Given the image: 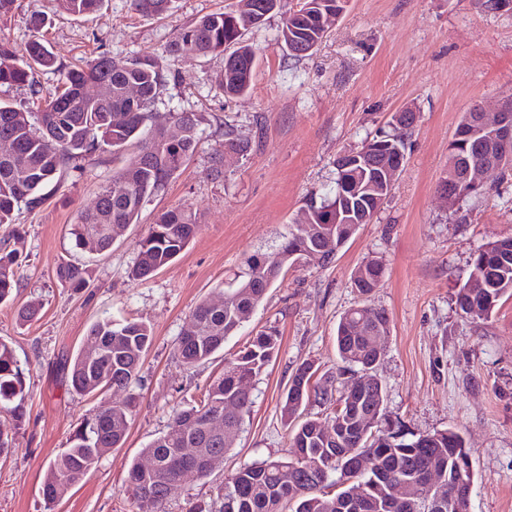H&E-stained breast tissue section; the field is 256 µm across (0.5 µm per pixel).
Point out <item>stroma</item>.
I'll use <instances>...</instances> for the list:
<instances>
[{
  "label": "stroma",
  "instance_id": "1",
  "mask_svg": "<svg viewBox=\"0 0 512 512\" xmlns=\"http://www.w3.org/2000/svg\"><path fill=\"white\" fill-rule=\"evenodd\" d=\"M228 2L172 0L170 11L157 18L136 13L129 0H104L98 12L83 17L62 11L56 0H15L12 12L0 16V44L20 52L37 36L66 66L103 54L153 59L169 73L154 111L202 117L196 153L146 199L136 223L118 234L106 255L79 249L70 230L111 184V155L65 168L41 207L15 209L12 224L20 234L10 245L22 268L13 301L0 304V337L25 372L28 401L12 448L0 456V512H129L131 460L221 373L225 359L250 336L274 327L280 350L254 382V404L230 451L208 477L188 476L165 512H189L210 501L240 468L284 455L283 395L301 363L343 382L336 324L363 304L384 309L389 318L377 375L390 417L417 434L459 432L472 450L470 512H512V297L478 322L463 317L455 303L476 251L512 235V175L489 177L480 196L451 208L437 196L464 112L512 97V13H486L475 0H349L313 55L300 60L278 38V13L247 34L257 53L252 88L228 98L218 89L223 55L176 62L166 52L182 29ZM34 14L45 18L41 30L29 23ZM34 80L31 89L0 87V101L38 111L40 96L55 90L59 74L41 69ZM406 108L416 120L405 164L374 220L359 225L331 265L288 269L223 351L194 368L183 366L174 348L197 305L219 301L243 256L271 245L310 199L326 193L339 153L388 128L392 114ZM228 121L252 138L254 150L246 159L227 160L217 179L211 154ZM173 207L196 213L198 233L156 274L133 278L139 240ZM64 258L88 265V288L76 291L57 280ZM372 258L382 260L385 274L364 297L350 277ZM31 302L40 304V314L19 326L17 313ZM105 317L142 321L153 331L133 388V420L124 446L102 456L48 505L41 495L48 463L102 401L68 391L59 359L77 353L91 324Z\"/></svg>",
  "mask_w": 512,
  "mask_h": 512
}]
</instances>
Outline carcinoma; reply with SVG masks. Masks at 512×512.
<instances>
[{"instance_id": "1", "label": "carcinoma", "mask_w": 512, "mask_h": 512, "mask_svg": "<svg viewBox=\"0 0 512 512\" xmlns=\"http://www.w3.org/2000/svg\"><path fill=\"white\" fill-rule=\"evenodd\" d=\"M341 0H298L284 9V0H237L235 8L212 12L184 28L168 47L177 61L223 53L224 72L219 90L227 97L247 93L257 64L255 49L244 40L273 13L284 12L280 35L296 47L315 49L334 23ZM73 16L96 12L102 0H58ZM171 0H131L143 16H161ZM60 74L62 89L46 100L42 111L33 113L0 103V138L11 139L13 151L0 154V225L9 224L19 204L30 209L45 201V188L64 168L95 155L109 153L121 160L129 147L137 153L118 168L112 185L102 189L93 208L80 216L72 228L79 246L102 254L114 243L110 227L134 223L145 200L161 190L196 152L202 117L195 112H173L165 121L154 119L150 106L166 83L165 71L152 60H120L102 55L81 68L57 63L43 40L36 37L18 54L0 46V86H34L36 68ZM98 83L106 89L100 98L86 96V87ZM139 97L127 95L129 86ZM409 110L391 116V128L376 133L361 146L334 161V185L311 202L288 231L264 251L246 255L224 289V302H201L193 311L190 327L176 346L180 362L193 368L211 359L224 343L237 335L255 308L265 299L284 269L314 253L323 264L369 224L389 196L393 175L405 161L407 131L412 126ZM448 170L440 188L452 187L463 197L476 196L484 187L462 184V171L454 153L465 154L480 165L500 161L503 154L490 133L450 142ZM252 139L237 128H224V143L214 149L211 173L224 176V152L244 156ZM199 230L196 215L185 208L160 213L151 232L138 244L132 270L136 279L153 276L178 257ZM512 236L491 241L474 255L466 280L456 289V305L472 320L491 316L500 301L512 296ZM17 251H0V303L11 298L19 281ZM384 265L370 259L358 265L352 287L362 295L379 287ZM57 279L75 290L88 283L87 266L65 260L56 269ZM388 333L385 311L362 306L348 310L336 328V351L343 370L354 377L335 395L333 382L311 384L313 366L300 365L283 397L282 412L289 421L288 448L283 457L262 460L240 469L219 488L207 506L195 512H448V477L458 461L470 455L463 437L451 429L411 436L403 425L389 419L382 382L373 375L385 355L387 344L375 345L372 337ZM89 339L101 345L99 359L82 352L61 365L66 382L80 395H97L113 389H128L139 381L153 333L139 321L103 318L91 325ZM280 347L276 330L250 338L224 365L199 400L173 413L167 431L150 442L133 461L128 474L131 512H165V504L182 491L181 476L192 471L208 476L212 469L184 457L189 444L206 456L224 458L242 429L254 403L251 382L260 376ZM330 405L326 415L306 412L311 401ZM26 383L12 347L0 339V415L8 416L19 430L26 409ZM136 407L135 397L108 403L83 419L69 446L48 466L42 486L43 499L57 502L76 485L98 460L125 444ZM224 419V434L209 428L211 418ZM382 429L367 430L369 417ZM335 437H329L328 431ZM154 460L152 469L142 458ZM410 482L423 487L424 498L413 509L395 500L392 487ZM339 488L334 494L328 488Z\"/></svg>"}]
</instances>
